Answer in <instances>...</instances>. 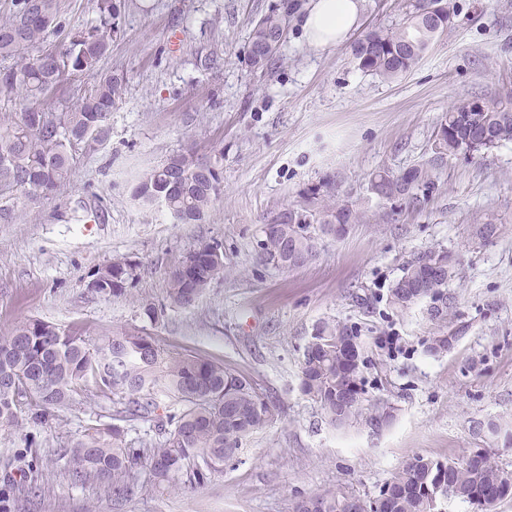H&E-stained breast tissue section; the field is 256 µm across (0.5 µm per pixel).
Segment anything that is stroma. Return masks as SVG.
<instances>
[{"label": "stroma", "instance_id": "obj_1", "mask_svg": "<svg viewBox=\"0 0 512 512\" xmlns=\"http://www.w3.org/2000/svg\"><path fill=\"white\" fill-rule=\"evenodd\" d=\"M281 0H121L120 31L101 69L123 77L108 139L81 151L52 196L14 199L0 224V335L29 319L100 343L151 337L170 354L224 362L284 408L203 486L135 474L131 497L110 483L74 482L63 458L87 429L112 426L117 409L95 386L49 425L0 424V512H292L298 499L344 491L377 496L422 455L457 460L481 450L512 469V447L479 425L512 426V142L449 158L418 212L393 215L368 189L384 168L401 173L430 156L443 113L512 90V0H456L457 15L409 73L392 81L359 69L349 46L318 50L297 23L269 73L250 68L256 20ZM212 166L220 191L204 220L183 224L133 190L167 158ZM359 209L341 239L318 241L297 270L260 263V228L311 193ZM479 224H496L482 243ZM224 245L229 272L189 306L168 296L169 275L205 242ZM451 252L448 323L430 299L399 309L388 290L414 257ZM136 266L126 295L90 293V274L114 258ZM163 314L150 319L145 310ZM321 321L358 329L371 397L391 403L380 435L331 427L300 390V366ZM455 332L447 352L428 345Z\"/></svg>", "mask_w": 512, "mask_h": 512}]
</instances>
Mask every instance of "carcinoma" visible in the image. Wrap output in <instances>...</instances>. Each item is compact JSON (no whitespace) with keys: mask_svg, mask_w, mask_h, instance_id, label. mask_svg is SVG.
<instances>
[{"mask_svg":"<svg viewBox=\"0 0 512 512\" xmlns=\"http://www.w3.org/2000/svg\"><path fill=\"white\" fill-rule=\"evenodd\" d=\"M427 0H415L396 27L367 32L351 46L358 67L384 80L411 70L435 39L434 31L455 17V0H439L442 16L431 20ZM293 0L260 17L252 30L247 60L252 69L271 67L280 45L257 55L258 45L271 37H286ZM96 24L70 32L59 47L29 53L38 39L61 27L58 0H10L8 17L0 22V57L13 65L0 69V94L18 96L21 111L8 122L0 119V200L18 192L43 198L72 175L83 147L103 142L110 131L112 107L124 93L123 80L101 73L99 64L119 32L117 0H97ZM81 75L93 82L90 90L65 110L47 116L37 102L64 80ZM453 106L441 117L430 159L394 175L373 171L368 189L401 202L405 209L421 210L436 190L433 170L448 158L473 155L512 141V92ZM201 163L176 154L146 174L134 196L144 203L161 202L183 223L204 219L219 194V177L196 172ZM361 213L336 201L316 210L285 208L267 220L280 224L264 236L260 262L296 270L316 259L318 240L335 232L336 225L357 224ZM196 264L186 272L173 271L169 298L181 306L195 302L205 288L224 276L223 244L212 241L195 249ZM135 265L117 258L98 268L87 282L89 292L105 297L126 294ZM457 276V261L446 250L430 251L410 262L389 289V303L405 308L431 298L430 316L448 320L453 308L448 286ZM361 366L358 331L339 322L323 321L313 327L301 363V390L320 407L336 428L353 423L384 430L394 419V407L371 399ZM0 374L12 379V389L0 387V424L16 425L20 415L14 394L31 397L27 420L46 425L56 410L67 406L86 382L111 394L126 412L147 418L161 393L181 405L167 416L169 430L147 452L127 446L118 425L83 435L70 449L75 480L94 477L112 482L118 499L131 494L140 468L160 482L197 486L236 457L257 431L275 424L282 407L260 392L251 379L224 364L192 354L170 355L149 336L122 334L100 344L61 331L41 320H27L0 336ZM500 467L488 450L461 461L418 456L398 469L385 483L388 512H442V505L459 498L482 505L488 497L512 496L504 487ZM355 496L313 494L299 499L293 512H353Z\"/></svg>","mask_w":512,"mask_h":512,"instance_id":"cac0c4a2","label":"carcinoma"}]
</instances>
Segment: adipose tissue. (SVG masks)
I'll list each match as a JSON object with an SVG mask.
<instances>
[{"mask_svg": "<svg viewBox=\"0 0 512 512\" xmlns=\"http://www.w3.org/2000/svg\"><path fill=\"white\" fill-rule=\"evenodd\" d=\"M365 0H310L297 23L307 42L319 49L345 43L361 22Z\"/></svg>", "mask_w": 512, "mask_h": 512, "instance_id": "ef3b65f1", "label": "adipose tissue"}]
</instances>
